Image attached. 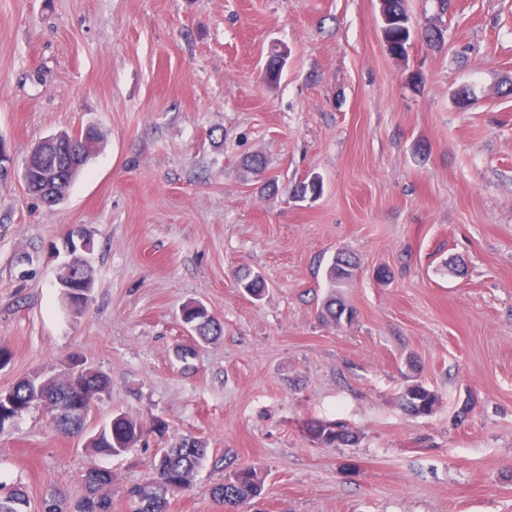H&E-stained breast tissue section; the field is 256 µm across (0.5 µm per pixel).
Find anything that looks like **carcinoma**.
<instances>
[{
    "instance_id": "carcinoma-1",
    "label": "carcinoma",
    "mask_w": 512,
    "mask_h": 512,
    "mask_svg": "<svg viewBox=\"0 0 512 512\" xmlns=\"http://www.w3.org/2000/svg\"><path fill=\"white\" fill-rule=\"evenodd\" d=\"M382 32L389 51L403 56L411 37L410 17L404 0H380ZM284 61L271 50L267 59L264 81L274 86L281 78ZM323 191V182L313 176L294 185L292 192L299 199L317 198ZM357 265L355 257L348 259L347 267L332 262L326 276L331 285L346 281L353 275ZM239 287L256 297L264 294L266 282L262 275H253L247 270L238 276ZM184 324L191 328L200 340L207 342L223 333L220 323L201 303L189 302L182 308ZM323 316L337 325L352 322L355 311L342 299L332 293L322 307ZM109 379L89 368H83L79 380L67 377L54 380L46 387H37V378H24L9 389L12 406L0 404V432L12 423L15 409L27 410L39 403L51 415L55 429L65 436L85 433V426L77 415L65 412L68 405L87 406L94 399L107 393ZM404 410L415 417L432 415L438 404L437 393L421 382L405 386L399 396ZM310 439L328 448L352 446L358 434L348 425L336 420H312L307 426ZM143 433V425L137 419L118 414L110 422L88 436L86 448L91 452L108 457L121 456L130 451ZM208 455L206 445L194 438H186L171 448L160 449L153 460V477L145 484H138L127 491L133 503V512H168L169 498L186 490ZM228 469L224 483L212 489L213 498L230 512H248L261 499L265 491L266 475L254 464L235 465L224 463ZM87 493L83 498L69 504L52 498L45 503V512H112V500L103 489L112 484V474L97 467L89 468L84 474ZM28 499L19 487L0 486V512H25Z\"/></svg>"
}]
</instances>
